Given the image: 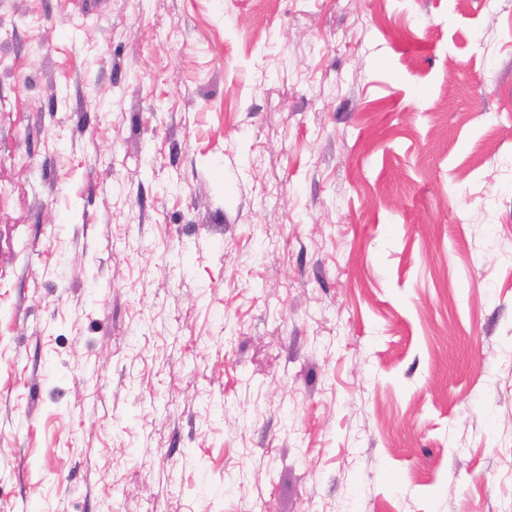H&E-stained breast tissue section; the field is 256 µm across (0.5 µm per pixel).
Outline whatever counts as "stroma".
Here are the masks:
<instances>
[{
    "label": "stroma",
    "mask_w": 512,
    "mask_h": 512,
    "mask_svg": "<svg viewBox=\"0 0 512 512\" xmlns=\"http://www.w3.org/2000/svg\"><path fill=\"white\" fill-rule=\"evenodd\" d=\"M0 512H512V0H0Z\"/></svg>",
    "instance_id": "1"
}]
</instances>
